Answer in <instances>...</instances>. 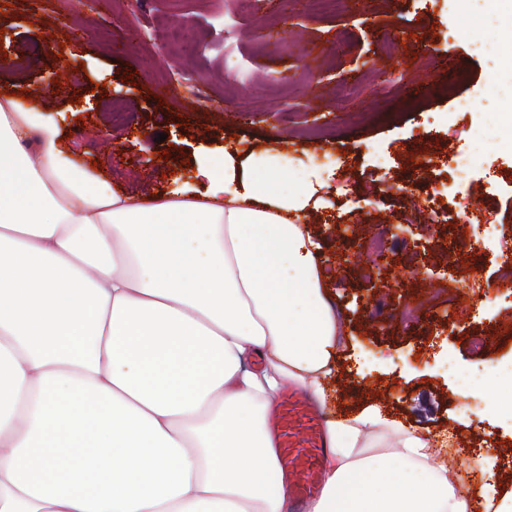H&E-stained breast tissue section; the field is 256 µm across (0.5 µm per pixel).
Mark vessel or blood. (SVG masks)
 <instances>
[{"instance_id":"b4317fda","label":"vessel or blood","mask_w":512,"mask_h":512,"mask_svg":"<svg viewBox=\"0 0 512 512\" xmlns=\"http://www.w3.org/2000/svg\"><path fill=\"white\" fill-rule=\"evenodd\" d=\"M323 414L296 388H286L269 416L275 447L283 461L282 476L296 507L314 498L325 480L322 461L329 444Z\"/></svg>"}]
</instances>
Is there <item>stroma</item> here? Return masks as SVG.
<instances>
[{"mask_svg":"<svg viewBox=\"0 0 512 512\" xmlns=\"http://www.w3.org/2000/svg\"><path fill=\"white\" fill-rule=\"evenodd\" d=\"M453 11V0H372L365 9L341 0L324 14L309 0H284L275 14L254 0L241 17L231 0H0V52L15 62L0 69V87L58 127L73 167L134 198L195 183L198 159L221 158L228 145L244 156L279 148L329 172L323 206L308 216L325 295L341 318L327 414L371 401L420 432L448 433L449 455L483 473L499 499L512 493V428L489 417L484 397L459 398L441 359L512 362V287L477 223L512 226V151L478 135L512 88L486 55L511 43L512 9L497 0L452 24ZM173 21L199 42L223 43L198 56L152 40ZM284 24L292 35L276 41ZM387 31L399 35L392 54L382 48ZM192 70L208 81L203 95L183 80ZM452 82L474 100L469 111L438 96ZM345 84L354 95L341 94ZM46 87L51 97H32ZM460 151L480 159L464 184L448 168ZM436 191L447 219L430 224L419 209ZM386 229L394 242L374 257L372 238ZM476 332L486 338L478 352L467 342Z\"/></svg>","mask_w":512,"mask_h":512,"instance_id":"obj_1","label":"stroma"}]
</instances>
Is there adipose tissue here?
Listing matches in <instances>:
<instances>
[{
  "mask_svg": "<svg viewBox=\"0 0 512 512\" xmlns=\"http://www.w3.org/2000/svg\"><path fill=\"white\" fill-rule=\"evenodd\" d=\"M134 199L0 90V512H288L266 418L326 405L339 344L305 217L324 177L224 151ZM512 422V369L475 364ZM308 512H470L447 440L375 404L325 422Z\"/></svg>",
  "mask_w": 512,
  "mask_h": 512,
  "instance_id": "obj_1",
  "label": "adipose tissue"
}]
</instances>
